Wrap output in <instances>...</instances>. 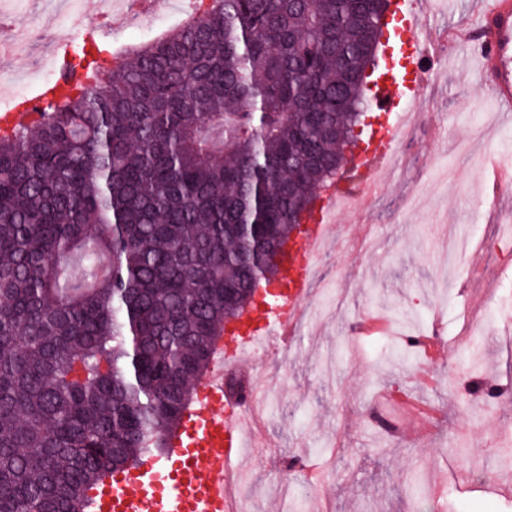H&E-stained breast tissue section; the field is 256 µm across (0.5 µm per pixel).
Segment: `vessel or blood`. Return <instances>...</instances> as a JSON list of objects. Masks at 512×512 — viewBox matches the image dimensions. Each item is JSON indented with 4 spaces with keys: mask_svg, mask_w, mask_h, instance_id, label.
Here are the masks:
<instances>
[{
    "mask_svg": "<svg viewBox=\"0 0 512 512\" xmlns=\"http://www.w3.org/2000/svg\"><path fill=\"white\" fill-rule=\"evenodd\" d=\"M170 0H131L130 11L100 19L85 35L94 42L122 27L129 14L154 15ZM394 23L385 41L384 57L402 58L409 72L379 73L374 83L378 126L369 149L360 151L361 175L348 185L338 184L318 197L316 211L299 241L289 245L281 264L284 283L270 308H254L243 320L247 333L231 337L220 348L219 368L210 369L196 391L192 408L184 415L167 454L149 456L137 467L106 477L91 493V512H234V478L243 472L244 450L251 445L253 425L247 404L260 393L250 383L243 399L224 398V372L242 364L259 343L289 342L311 297L319 247L331 233L337 205L345 200L366 202L379 191L400 143L404 112L419 99L426 71L423 39L426 11L421 0H396ZM467 31L477 43V62L492 78V94L504 112H512V0H486L467 20ZM60 85L41 83L36 94L14 104L5 119L30 120L35 108L55 100Z\"/></svg>",
    "mask_w": 512,
    "mask_h": 512,
    "instance_id": "b4317fda",
    "label": "vessel or blood"
}]
</instances>
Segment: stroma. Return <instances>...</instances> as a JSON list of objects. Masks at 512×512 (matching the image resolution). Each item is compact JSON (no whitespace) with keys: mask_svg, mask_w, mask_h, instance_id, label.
Masks as SVG:
<instances>
[{"mask_svg":"<svg viewBox=\"0 0 512 512\" xmlns=\"http://www.w3.org/2000/svg\"><path fill=\"white\" fill-rule=\"evenodd\" d=\"M479 4L447 0L427 18L434 32L447 33V50L429 52L430 81L391 176L367 211L349 213L334 229L341 249L321 268L327 312L308 314L278 357L248 361L257 381L273 388L259 428L262 445L249 455L250 512H414L419 477L429 512H512V492L485 489L498 471L512 472V459L485 456L489 440L512 429V402L487 410L460 397L459 374L470 365V346L452 328L464 317L478 324L485 348L480 376H512L497 347V332L512 317V296L499 290L512 282V240H502L493 254L482 248L462 254L451 242L493 232L512 213V196L493 205L483 200L484 156L495 154L512 168V124L487 126L480 114L496 101L488 77L478 71L473 44L458 33ZM195 8V0H177L157 18L113 34L104 43L103 69L111 70L130 47L179 26ZM13 9L38 35L26 55L0 61V110L54 78L47 50L68 37L66 7L58 0H14ZM448 264L457 282L470 280L473 266L482 276L460 293L446 284ZM436 309L445 322L437 358L430 362L417 353L402 360L396 350L404 336L430 334ZM366 314L383 316L388 333L374 341L357 335L354 324ZM425 365L434 376L429 385L419 373ZM384 393L401 434L374 419ZM412 398L433 411L422 444L412 431L413 413L402 409ZM303 453L323 467L324 483L308 484L302 469L286 468V460Z\"/></svg>","mask_w":512,"mask_h":512,"instance_id":"1","label":"stroma"}]
</instances>
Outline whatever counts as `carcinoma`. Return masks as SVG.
<instances>
[{"instance_id":"cac0c4a2","label":"carcinoma","mask_w":512,"mask_h":512,"mask_svg":"<svg viewBox=\"0 0 512 512\" xmlns=\"http://www.w3.org/2000/svg\"><path fill=\"white\" fill-rule=\"evenodd\" d=\"M387 0H210L0 128V512L162 456L368 111ZM66 66L91 73L73 45Z\"/></svg>"}]
</instances>
